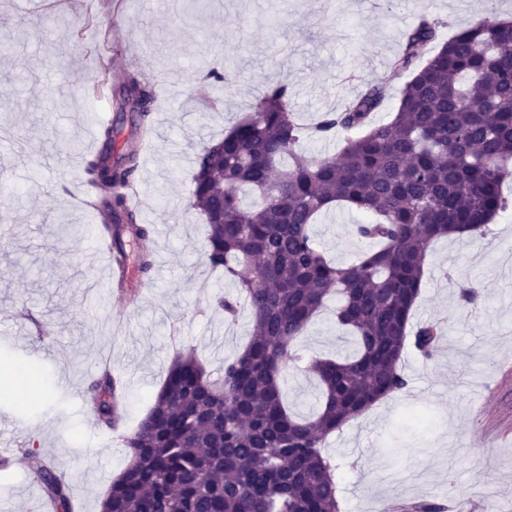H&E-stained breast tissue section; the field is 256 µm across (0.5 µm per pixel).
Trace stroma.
Returning <instances> with one entry per match:
<instances>
[{
    "label": "stroma",
    "instance_id": "obj_1",
    "mask_svg": "<svg viewBox=\"0 0 512 512\" xmlns=\"http://www.w3.org/2000/svg\"><path fill=\"white\" fill-rule=\"evenodd\" d=\"M512 13V0H0V448L19 487L10 512H35L43 491L26 449L52 457L78 512H100L128 463L85 420L83 395L102 353L127 383L135 425L161 388L178 332L206 369H223L247 341L248 310L227 321L215 296L234 293L203 260L205 226L190 206L195 158L264 94L287 82L300 123L339 110L369 85L405 82L390 63L419 17L443 36ZM144 81L165 75L135 185L148 203L155 267L136 296L101 291L112 260L94 237L99 218L72 200L97 124H118L115 154L134 134L110 89H95L101 61ZM228 80L208 79L210 70ZM362 214L336 206L313 226L336 264L367 249ZM473 287L477 303L464 304ZM443 322L434 358L406 349L409 380L328 436L344 512H380L414 500L512 512V210L484 239L442 238L427 249L410 322ZM353 345L328 305L299 343L303 357L346 356Z\"/></svg>",
    "mask_w": 512,
    "mask_h": 512
}]
</instances>
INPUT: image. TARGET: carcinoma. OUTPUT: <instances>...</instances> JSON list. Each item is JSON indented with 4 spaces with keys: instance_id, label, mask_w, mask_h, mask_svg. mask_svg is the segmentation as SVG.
<instances>
[{
    "instance_id": "obj_1",
    "label": "carcinoma",
    "mask_w": 512,
    "mask_h": 512,
    "mask_svg": "<svg viewBox=\"0 0 512 512\" xmlns=\"http://www.w3.org/2000/svg\"><path fill=\"white\" fill-rule=\"evenodd\" d=\"M393 66L410 80L385 122L372 120L390 95L385 85L306 127L290 109L288 84L278 82L198 153L191 197L207 226L204 261L238 290L216 302L230 316L245 303L252 336L217 375L194 350L178 352L130 429L122 428L112 371L88 386L91 410L119 433L128 456L101 512H342L325 439L406 390L407 347L431 357L443 337L434 322L408 331L426 248L452 235L481 238L512 206L502 193L512 177V21L480 22L443 41L439 23L424 17ZM119 83V111L135 113L137 133L148 136L152 89L131 73ZM340 130L348 136L334 157L301 149ZM117 136L115 127L100 128L102 149L85 174L91 187L113 189L97 208L120 260L129 239L148 240L150 227L137 222L121 192L138 170L137 142L114 161ZM334 204L363 213L356 234L373 243L348 265L328 260L313 237L315 217ZM332 295L355 349L311 362L321 394L316 410L300 417L285 400L284 377ZM28 455L55 512H73L67 485Z\"/></svg>"
}]
</instances>
